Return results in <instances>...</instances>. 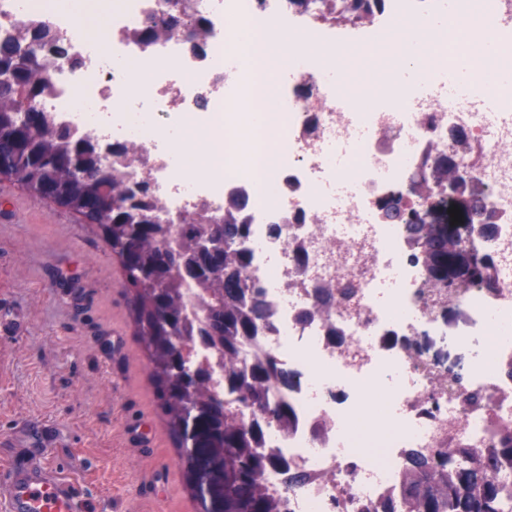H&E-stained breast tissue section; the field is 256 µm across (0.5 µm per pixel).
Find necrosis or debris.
Segmentation results:
<instances>
[{
  "label": "necrosis or debris",
  "instance_id": "necrosis-or-debris-1",
  "mask_svg": "<svg viewBox=\"0 0 512 512\" xmlns=\"http://www.w3.org/2000/svg\"><path fill=\"white\" fill-rule=\"evenodd\" d=\"M186 1L206 22L203 42L184 33L140 41L151 18ZM325 3L117 0L105 54L54 0H0V40L37 25L54 31L67 55L48 67L38 108L102 146L103 164L129 184L148 181L157 223L205 209L249 225L247 276L267 317L240 362L288 372L291 386H273L271 398L293 418L240 414L260 424L261 451L285 463L267 474L283 512H363L381 501L404 512L401 475L415 456L455 448L463 463L467 449L494 447L498 429L512 428V0H381L368 20L340 27L323 21ZM414 16L446 46L400 86L370 46ZM243 31L288 55L279 111L239 109L264 79L242 60ZM366 50L379 79L362 102L336 60ZM134 65L153 71L137 93ZM189 132L220 155L205 171L173 148ZM123 145L137 158L113 154ZM443 158L481 189L490 222L471 241L493 262L491 285L451 295L483 309L490 332L480 367L453 380L413 345L436 327L446 293L430 280L419 236L382 217L388 203L425 207L416 179Z\"/></svg>",
  "mask_w": 512,
  "mask_h": 512
}]
</instances>
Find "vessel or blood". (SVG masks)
Listing matches in <instances>:
<instances>
[{"label":"vessel or blood","mask_w":512,"mask_h":512,"mask_svg":"<svg viewBox=\"0 0 512 512\" xmlns=\"http://www.w3.org/2000/svg\"><path fill=\"white\" fill-rule=\"evenodd\" d=\"M49 451V440L40 435L23 458L0 467V512H81L75 482L42 466Z\"/></svg>","instance_id":"obj_1"}]
</instances>
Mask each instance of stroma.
I'll return each mask as SVG.
<instances>
[{
    "label": "stroma",
    "mask_w": 512,
    "mask_h": 512,
    "mask_svg": "<svg viewBox=\"0 0 512 512\" xmlns=\"http://www.w3.org/2000/svg\"><path fill=\"white\" fill-rule=\"evenodd\" d=\"M0 465L28 433L77 482L89 512H199L135 334L124 271L97 225L0 177ZM417 349L466 370L483 311L453 305Z\"/></svg>",
    "instance_id": "stroma-1"
}]
</instances>
